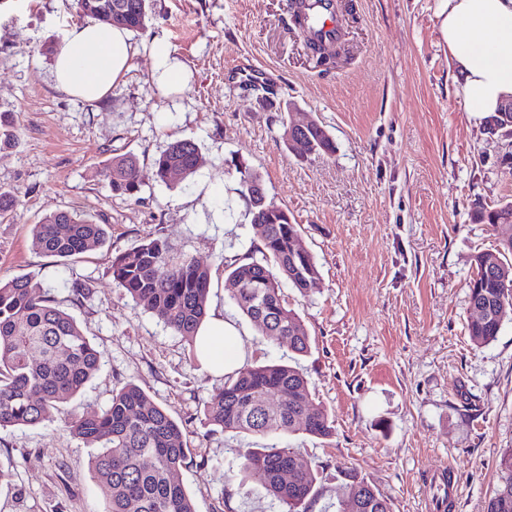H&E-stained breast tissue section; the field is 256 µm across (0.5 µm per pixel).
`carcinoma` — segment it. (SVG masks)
I'll use <instances>...</instances> for the list:
<instances>
[{"label": "carcinoma", "mask_w": 512, "mask_h": 512, "mask_svg": "<svg viewBox=\"0 0 512 512\" xmlns=\"http://www.w3.org/2000/svg\"><path fill=\"white\" fill-rule=\"evenodd\" d=\"M112 4L115 25L142 30L149 21L150 0H76L79 13L101 21L98 7ZM306 0L291 3L292 20L306 33L308 44L335 45L307 23ZM306 138L314 153H330L333 143L320 124ZM205 162L198 144L176 140L154 159L156 177L166 182L176 170L182 178L193 175ZM112 190L133 196L140 179L136 160L115 156L105 168ZM512 211V201L495 207L477 206L474 218L499 232V249L474 256L476 273L468 284V303H482V319L470 320L467 329L477 346L493 342L503 324L512 321V224H499L500 214ZM251 220L261 237L262 258L247 257L229 265L230 276L245 289L234 301L263 336H276L288 350L304 356L310 349L302 317L288 307L282 292L286 280L301 294L317 289L320 273L306 249L294 254L291 242L300 238L288 211L271 203L249 206ZM106 231L86 215L52 211L32 228V247L48 256L71 259L104 244ZM112 281L150 309L170 329L194 345L197 330L207 316L209 269L194 257L174 253L160 237L148 238L112 260ZM100 367V355L76 319L41 290L27 275L0 278V429L52 422L64 416L70 433L89 448H97L90 465L105 502L104 512H196L192 498L179 479L192 462L186 429L139 386L125 383L112 392L109 405L99 413H65L66 404L87 385ZM279 395L275 410L268 397ZM208 421L226 432L264 436L305 434L327 439L334 432L329 411L314 401L309 382L298 366L287 362L246 364L224 378V386L205 406ZM242 471L263 479L266 494L284 512H308L316 494L317 471L297 448L275 444L247 448L240 453ZM503 477L486 512H512V449L500 463ZM290 479L283 482L281 472ZM349 497L338 512H391L390 504L364 478L346 471Z\"/></svg>", "instance_id": "obj_1"}]
</instances>
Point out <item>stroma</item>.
I'll return each instance as SVG.
<instances>
[{
    "instance_id": "35a3bbf8",
    "label": "stroma",
    "mask_w": 512,
    "mask_h": 512,
    "mask_svg": "<svg viewBox=\"0 0 512 512\" xmlns=\"http://www.w3.org/2000/svg\"><path fill=\"white\" fill-rule=\"evenodd\" d=\"M345 2L339 54L319 67L289 25L288 0H151L146 28L130 35V71L106 99L85 102L56 89L51 74L67 32L83 21L74 0H0V112L12 116L0 189L19 198L0 218V277L32 276L99 351L101 366L69 413L105 409L131 381L187 423L193 462L180 480L196 512H283L259 476H238V449L266 443L312 461L309 512H336L345 470L392 512H434L427 478L442 467L459 486L453 512H485L512 449V322L482 347L467 331L473 258L499 243L490 225L473 222V207L512 201L507 141L464 109L441 32L443 0ZM159 38L192 73L182 93L151 79ZM243 61L274 85L270 101L245 87ZM306 120L326 129L332 153L288 148L285 123ZM184 138L199 145L204 166L159 181L154 158ZM122 154L138 160L132 197L103 174ZM240 164L259 173L318 262V289L284 293L311 336L298 363L334 419L326 440L209 425L204 405L223 376L112 281L113 257L162 237L210 267L207 313L234 326L245 362L287 360V344L241 314L226 271L261 245L238 192ZM54 210L104 224L106 243L66 262L38 252L31 228ZM77 281L91 289L79 302ZM92 454L60 420L0 430V468L12 475L0 486V512H103Z\"/></svg>"
}]
</instances>
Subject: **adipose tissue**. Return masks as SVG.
<instances>
[{
  "label": "adipose tissue",
  "instance_id": "adipose-tissue-1",
  "mask_svg": "<svg viewBox=\"0 0 512 512\" xmlns=\"http://www.w3.org/2000/svg\"><path fill=\"white\" fill-rule=\"evenodd\" d=\"M442 32L463 77L460 96L466 111L489 116L512 96V0H444ZM136 50L125 29L94 21L72 28L57 52L52 75L69 96L99 101L130 70ZM152 78L178 92L189 80L187 69L164 40L153 43ZM199 358L215 373L238 369V335L222 317L212 318L197 336Z\"/></svg>",
  "mask_w": 512,
  "mask_h": 512
}]
</instances>
